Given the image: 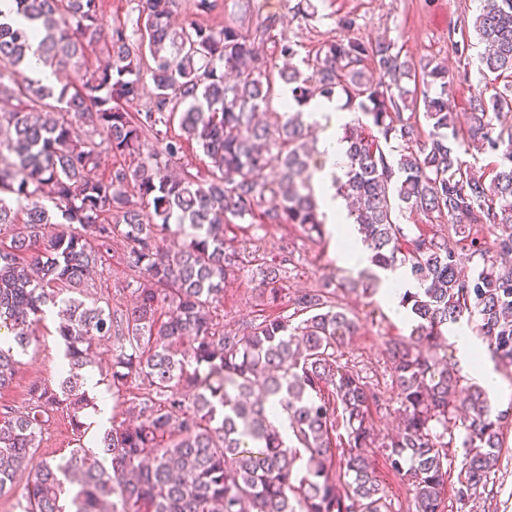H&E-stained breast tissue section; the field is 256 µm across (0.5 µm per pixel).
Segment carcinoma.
Returning a JSON list of instances; mask_svg holds the SVG:
<instances>
[{
	"label": "carcinoma",
	"mask_w": 512,
	"mask_h": 512,
	"mask_svg": "<svg viewBox=\"0 0 512 512\" xmlns=\"http://www.w3.org/2000/svg\"><path fill=\"white\" fill-rule=\"evenodd\" d=\"M14 4L30 25L0 22V94L15 101L0 112V229L21 213L26 220L0 249V390L50 304L63 356L58 386L33 385L29 406L0 419V494L13 489L53 413L65 411L78 436L86 434L87 411L97 410L86 388L90 354L95 337L112 335V396L134 381L144 386L128 407L131 419L95 437L99 454L80 442L59 461L41 462L20 512H389L368 455L376 393L336 364L357 330L336 289L372 296L380 272L399 268L413 282L401 306L415 325L388 347L403 413L386 459L414 488L415 512H444L443 449L458 422L464 460L455 492L460 500L476 494L499 464L512 415L495 409L483 386H461L455 365L436 350L448 325L476 316L488 350L512 363V124H503L512 81L471 93L464 130L448 108V68L425 66L419 96L402 85L412 69L391 41L334 38L302 59L307 72L279 69L297 105L330 100L339 89L366 119L344 125L338 191L354 203L369 265L334 288L296 293L291 317L225 332L206 310L224 299L226 281L255 271L264 306L278 310L291 262L286 250L268 258L250 236L226 245L233 220L259 211L264 224L296 226L317 242L326 236L301 178L309 158L302 112L275 124L258 118L273 81L256 43L273 40V54L289 60L298 55L294 44L273 39L272 17L252 31L197 23L213 0H194L179 26L177 0H138L132 26L113 27L104 41L100 0ZM473 29L485 45L484 76L512 78V0H483ZM36 35V53L55 72L89 48L106 59L76 82L46 85L26 75ZM145 75L150 105L131 112L126 104L141 97ZM78 121L92 136L76 134ZM175 122L180 133L170 135ZM393 138L401 148L383 150ZM190 142L209 160L204 175L174 170ZM470 144L501 153V162L489 174L476 171L461 158ZM104 150L119 162L99 179L92 172ZM274 161L279 170L269 180ZM52 207L78 230L44 234ZM397 211L424 215L428 229L405 233ZM186 224L191 232L178 248L159 245V235H180ZM115 240L138 273L135 305L117 322L79 299ZM464 260L476 262V277L462 275ZM277 411L286 440L270 418ZM340 425L337 457L332 434Z\"/></svg>",
	"instance_id": "carcinoma-1"
}]
</instances>
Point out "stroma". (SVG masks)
<instances>
[{
	"label": "stroma",
	"instance_id": "obj_1",
	"mask_svg": "<svg viewBox=\"0 0 512 512\" xmlns=\"http://www.w3.org/2000/svg\"><path fill=\"white\" fill-rule=\"evenodd\" d=\"M297 0H217V7L202 16L205 24H234L255 28L268 17L279 21L276 37L297 44L300 55H315L323 41L345 36L372 41L381 37L394 41L402 60L412 69L422 70L427 62L447 65L454 81V110L459 124L468 121V98L483 83L479 72V56L484 51L472 29L481 0H311L309 14L294 13ZM354 18L356 24L344 31L337 27L338 17ZM467 41L466 56H458L454 45ZM261 246L271 256L282 248L292 250L294 269L283 286L288 294L317 287L323 278L353 276L357 270L349 266L336 233H329L324 243L310 241L300 230L266 224L257 231ZM137 276L131 271L121 249L106 254L102 265L86 282L84 298L109 307L114 316L125 315L135 301ZM342 304L350 310L359 329L350 343L337 355L340 365L357 371L375 389L372 407L376 442L370 450L390 512H413L414 491L393 472L386 461L385 446L395 432L402 412L400 401L391 384V364L386 350L389 339L410 335L412 323L391 311L382 295L367 297L358 292L339 293ZM261 301L254 289L252 272L240 273L230 284L222 304L211 315L225 330L238 331L257 319ZM56 320L47 317L36 334L38 342L22 356L12 384L0 390V416L28 405L29 387L38 381L49 385L59 381L61 351L54 335ZM70 420L58 412L45 426L40 447L25 470L17 475L15 488L0 496V512H20L18 502L25 492L31 472L45 460H60L74 448ZM448 484L445 512H512V427L504 436L499 465L484 488L466 501L457 500L453 488L458 481L464 450L453 441L448 450Z\"/></svg>",
	"mask_w": 512,
	"mask_h": 512
}]
</instances>
